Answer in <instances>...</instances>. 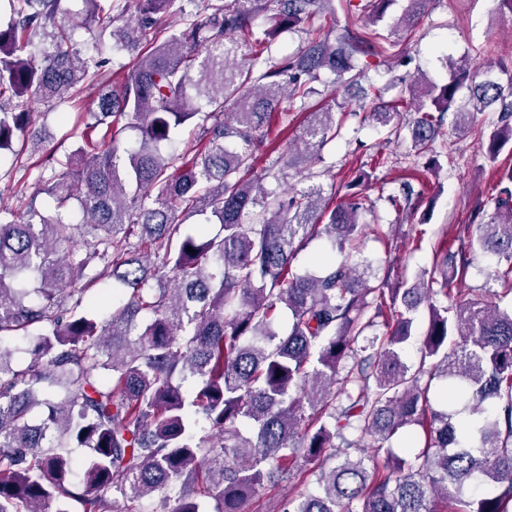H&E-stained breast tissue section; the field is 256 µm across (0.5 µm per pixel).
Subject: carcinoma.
Listing matches in <instances>:
<instances>
[{"label":"carcinoma","mask_w":512,"mask_h":512,"mask_svg":"<svg viewBox=\"0 0 512 512\" xmlns=\"http://www.w3.org/2000/svg\"><path fill=\"white\" fill-rule=\"evenodd\" d=\"M62 2L7 0L0 23V155L41 151L28 137L32 105L49 113L98 86L79 146L47 157L37 178L51 207L0 206V512H71L73 502L81 512H246L264 483L294 479L305 492L282 512H512V168L496 169L491 210L474 213L458 247L439 240L440 277L376 286L347 258L370 211L352 188L370 173L358 171L338 203L319 185L270 191L280 172L257 169L264 127L286 99L307 112L286 166L336 138L349 101L310 110L311 83L327 71L348 90L397 47L374 29L396 0H345L364 23L334 37L305 28L333 0H207L169 34L161 20L176 0H83L80 13ZM403 2L397 25L410 37L433 0ZM95 27L93 51L81 49L75 35ZM296 28L304 45L269 64V42ZM106 37L136 59L119 81L99 73ZM448 67L443 85L414 83L385 103L371 84L364 97L380 102L387 139L406 129L418 154L433 151L446 116L461 130L500 105L480 146L494 165L512 145V75L504 85L461 61ZM464 87L469 111L456 101ZM405 112L416 113L407 124ZM184 126L201 148L162 152ZM127 130L136 145L122 150ZM414 179L388 196L394 209L422 197ZM205 214L217 234L184 227ZM317 238L330 254L296 273ZM478 256L496 262L501 290L452 288ZM108 275L124 289L100 320L88 284ZM422 306L413 366L403 350ZM20 332L22 369L3 345ZM435 379L462 410L436 408ZM366 438L369 453L358 449ZM73 448L88 449L78 481Z\"/></svg>","instance_id":"carcinoma-1"}]
</instances>
